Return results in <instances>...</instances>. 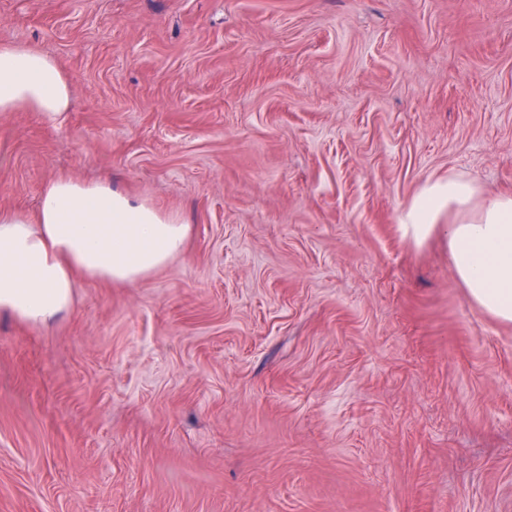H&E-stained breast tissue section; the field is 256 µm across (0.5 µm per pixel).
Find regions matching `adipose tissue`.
Here are the masks:
<instances>
[{
	"label": "adipose tissue",
	"mask_w": 512,
	"mask_h": 512,
	"mask_svg": "<svg viewBox=\"0 0 512 512\" xmlns=\"http://www.w3.org/2000/svg\"><path fill=\"white\" fill-rule=\"evenodd\" d=\"M71 95L49 54L0 45V112L52 117L68 111ZM443 216L455 277L487 315L512 322V195L485 199L474 181L452 176L426 184L400 228L419 243ZM189 232L110 183L54 180L36 214L0 212V312L50 327L71 309L79 280L134 282L179 255Z\"/></svg>",
	"instance_id": "ef3b65f1"
}]
</instances>
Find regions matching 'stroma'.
<instances>
[{
    "label": "stroma",
    "mask_w": 512,
    "mask_h": 512,
    "mask_svg": "<svg viewBox=\"0 0 512 512\" xmlns=\"http://www.w3.org/2000/svg\"><path fill=\"white\" fill-rule=\"evenodd\" d=\"M70 108L0 113V209L111 180L182 254L0 314V512H512V323L405 238L512 193V0H0Z\"/></svg>",
    "instance_id": "1"
}]
</instances>
